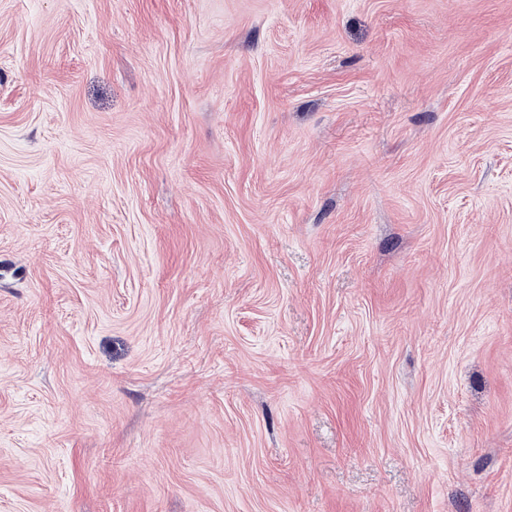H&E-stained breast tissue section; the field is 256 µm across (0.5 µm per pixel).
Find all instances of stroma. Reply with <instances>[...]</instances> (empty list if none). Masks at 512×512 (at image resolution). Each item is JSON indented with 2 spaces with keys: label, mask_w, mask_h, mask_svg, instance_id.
I'll use <instances>...</instances> for the list:
<instances>
[{
  "label": "stroma",
  "mask_w": 512,
  "mask_h": 512,
  "mask_svg": "<svg viewBox=\"0 0 512 512\" xmlns=\"http://www.w3.org/2000/svg\"><path fill=\"white\" fill-rule=\"evenodd\" d=\"M0 512H512V0H0Z\"/></svg>",
  "instance_id": "35a3bbf8"
}]
</instances>
